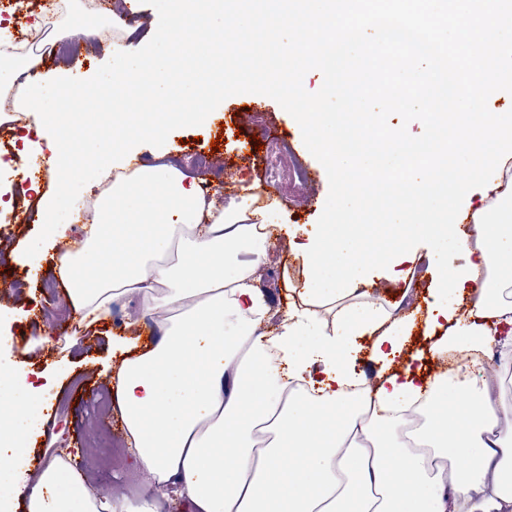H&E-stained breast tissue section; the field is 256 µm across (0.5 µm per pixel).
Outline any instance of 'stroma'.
<instances>
[{
    "instance_id": "stroma-1",
    "label": "stroma",
    "mask_w": 512,
    "mask_h": 512,
    "mask_svg": "<svg viewBox=\"0 0 512 512\" xmlns=\"http://www.w3.org/2000/svg\"><path fill=\"white\" fill-rule=\"evenodd\" d=\"M285 133L291 148L293 165L307 170L309 179L299 183L288 175L269 186L265 183L264 150L254 147L253 138L269 130ZM219 151H212V144ZM176 166L187 173L197 172V153L208 154L212 167L207 177L210 193L224 200L238 191L240 183L260 186L258 205L271 207L275 223L307 230L313 229L324 209L329 191L326 171L306 149L295 119L273 99L243 93L225 99L202 125L173 130L164 145ZM36 197L34 193H15L11 205L0 207V280L11 282L12 288L0 297V307L8 309L0 319V360L21 363L48 378L42 405L31 420L25 436L26 452L18 466L39 473L46 466L45 451L63 449L77 469H84L86 443L95 434L92 424L97 404L113 397L114 382L121 362L112 352L117 338L143 344L157 335L153 318L145 316L139 298H126L113 308L112 320L87 329L79 324L80 316L72 307L66 288L56 287L55 267L60 249L39 250L41 269L32 273L18 256L34 240L41 226L31 220ZM303 279V269L293 255L272 247L268 270L262 281L274 308L287 310L288 286ZM376 298L391 303L393 298H406L407 309L416 326L405 343L409 355L420 366H429L430 347L436 337L426 329L424 319L428 306L439 297L431 273L424 268L411 270L407 282L391 280L388 271L371 273ZM118 444L126 448L125 470L137 473L136 488H128L120 473L101 469L86 479V487L96 496L109 501L124 512L151 497L150 476L139 469L133 449L125 445V426L120 415H112L103 423Z\"/></svg>"
}]
</instances>
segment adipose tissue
Here are the masks:
<instances>
[{
	"label": "adipose tissue",
	"instance_id": "ef3b65f1",
	"mask_svg": "<svg viewBox=\"0 0 512 512\" xmlns=\"http://www.w3.org/2000/svg\"><path fill=\"white\" fill-rule=\"evenodd\" d=\"M37 61L0 40V96ZM471 204L464 301L434 331L498 350L512 366V169ZM202 179L158 152L135 169L113 168L93 201L84 244L64 251L58 276L83 323L141 298L158 335L128 353L116 376L128 444L155 495L135 512H158L176 492L194 512H512V403L497 375L469 361L429 379L404 358L415 327L371 297L370 283L326 306L296 300L274 309L261 289L272 233L255 186L224 205ZM275 331H268V324ZM375 369L352 364L362 337ZM33 371L0 363V465L23 454V420L39 401ZM13 494L27 512H101L80 472L58 458Z\"/></svg>",
	"mask_w": 512,
	"mask_h": 512
}]
</instances>
